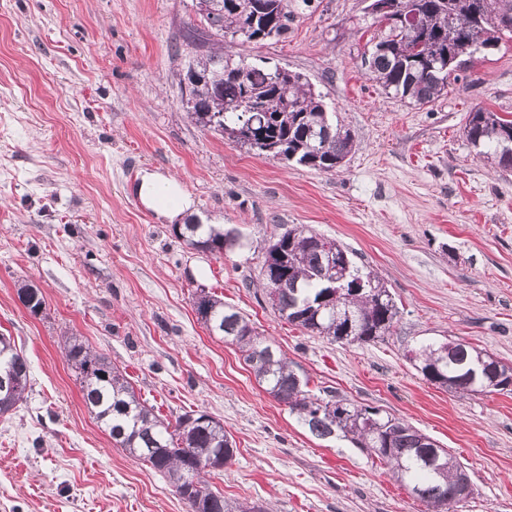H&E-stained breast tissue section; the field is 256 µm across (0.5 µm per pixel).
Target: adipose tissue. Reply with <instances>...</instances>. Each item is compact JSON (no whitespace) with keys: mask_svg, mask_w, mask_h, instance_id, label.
<instances>
[{"mask_svg":"<svg viewBox=\"0 0 512 512\" xmlns=\"http://www.w3.org/2000/svg\"><path fill=\"white\" fill-rule=\"evenodd\" d=\"M138 198L161 221L172 223L193 213L195 202L174 177L147 171L140 178Z\"/></svg>","mask_w":512,"mask_h":512,"instance_id":"ef3b65f1","label":"adipose tissue"}]
</instances>
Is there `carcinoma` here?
<instances>
[{
    "label": "carcinoma",
    "mask_w": 512,
    "mask_h": 512,
    "mask_svg": "<svg viewBox=\"0 0 512 512\" xmlns=\"http://www.w3.org/2000/svg\"><path fill=\"white\" fill-rule=\"evenodd\" d=\"M311 0H196L199 22L209 35L259 44L288 35ZM415 27L401 23L379 28L364 59L370 79L386 95L429 106L447 93L454 64L478 49L496 46L505 32L495 19L512 14V0H414ZM188 112L196 123L233 138L247 150L324 172H335L355 150V135L329 116L322 95L300 73L268 61L251 62L223 50L208 51L192 68ZM478 155L512 169V119L476 109L464 127ZM174 234L194 249L215 256L239 245L235 230L211 224H184ZM334 252V264L326 261ZM259 280L271 307L288 323L331 342L369 343L391 334L399 308L392 293L353 253L334 239L291 228L269 245ZM19 300L37 315L45 308L32 284L17 289ZM212 323L206 329L238 347L260 386L288 406L314 436L340 435L387 466L428 512H450L460 503L456 487L461 464L448 449L416 427L337 398L309 393L285 354L263 339L249 318L211 295ZM64 356L77 373L83 399L114 444L142 460L183 496L184 479L194 469L196 486L187 497L189 512H268L231 504L211 489L206 475L236 456L235 442L212 424L204 411L185 413L175 422L158 415L136 394L123 372L86 342L71 337ZM407 358L432 384L462 395L500 392L512 386V366L500 364V379L484 380L490 355L463 342H428L408 350ZM30 382L29 365L15 340L0 334V417L16 409Z\"/></svg>",
    "instance_id": "1"
}]
</instances>
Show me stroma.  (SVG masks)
<instances>
[{
  "mask_svg": "<svg viewBox=\"0 0 512 512\" xmlns=\"http://www.w3.org/2000/svg\"><path fill=\"white\" fill-rule=\"evenodd\" d=\"M287 38L230 45L303 74L358 147L339 172L257 156L196 125L181 101L199 18L193 0H0V333L30 386L0 417V512H188L166 479L115 447L85 406L60 343L82 337L167 420H221L238 448L210 475L225 498L274 512H426L349 440H321L259 386L235 345L198 321L223 298L309 380L435 439L472 493L454 512H512V391L462 396L407 359L459 339L512 365V169L478 157L463 129L484 108L512 119V38L455 72L445 97H387L361 64L365 0H314ZM177 177L192 222L240 244L198 252L139 201L143 171ZM294 226L352 250L382 278L390 336L341 344L282 320L254 287L269 244ZM33 282L32 315L16 285Z\"/></svg>",
  "mask_w": 512,
  "mask_h": 512,
  "instance_id": "obj_1",
  "label": "stroma"
}]
</instances>
